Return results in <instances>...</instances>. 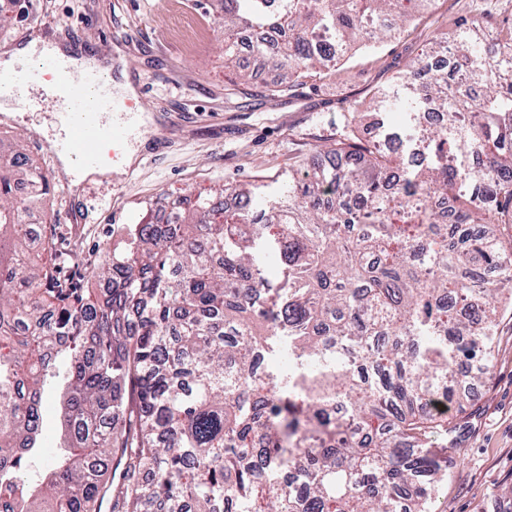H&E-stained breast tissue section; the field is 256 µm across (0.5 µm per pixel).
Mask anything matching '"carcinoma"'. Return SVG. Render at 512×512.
I'll return each instance as SVG.
<instances>
[{
	"instance_id": "carcinoma-1",
	"label": "carcinoma",
	"mask_w": 512,
	"mask_h": 512,
	"mask_svg": "<svg viewBox=\"0 0 512 512\" xmlns=\"http://www.w3.org/2000/svg\"><path fill=\"white\" fill-rule=\"evenodd\" d=\"M404 2L224 0L225 64L252 29L292 89L394 37ZM505 31L464 22L428 52L447 74L421 59L373 96L407 117L401 153L347 136L272 199L222 184L146 215L96 298L56 285L29 222L49 174L0 140V512H425L448 418L422 407L462 405L512 302V83L484 79L512 76ZM60 375L69 444L34 487Z\"/></svg>"
}]
</instances>
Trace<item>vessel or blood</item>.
<instances>
[{
	"mask_svg": "<svg viewBox=\"0 0 512 512\" xmlns=\"http://www.w3.org/2000/svg\"><path fill=\"white\" fill-rule=\"evenodd\" d=\"M35 86L59 104L57 120L64 131L52 142L53 152L82 167L107 163L144 131L138 110L117 96L98 68L76 75L60 60L47 56L13 72L0 69V94L15 95Z\"/></svg>",
	"mask_w": 512,
	"mask_h": 512,
	"instance_id": "1",
	"label": "vessel or blood"
}]
</instances>
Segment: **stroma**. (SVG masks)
<instances>
[{"label": "stroma", "instance_id": "obj_1", "mask_svg": "<svg viewBox=\"0 0 512 512\" xmlns=\"http://www.w3.org/2000/svg\"><path fill=\"white\" fill-rule=\"evenodd\" d=\"M198 23L202 35L186 47L174 16ZM0 45L26 40L30 30L54 34L72 51L104 56L123 51L144 112L155 121L146 142L162 141L157 155L141 151L126 174L72 189L50 148L54 100L13 103L0 113V137L18 142L55 178L44 234L57 277L67 288H92L94 267L123 249L128 225L159 199L179 200L219 184L259 185L269 195L320 149L352 131L363 140L396 128L400 117L379 111L373 94L394 84L439 37H452L466 18L493 26L507 20L499 0H433L395 38L350 52L336 72L291 92L278 89V71L249 48L242 67L224 65V15L219 0H16ZM359 108L356 126L347 119ZM495 353L483 382L462 409H450L445 439L450 465L436 483L432 512H512V309L494 330ZM59 393L44 406L42 446L32 459L40 473L64 444Z\"/></svg>", "mask_w": 512, "mask_h": 512}]
</instances>
